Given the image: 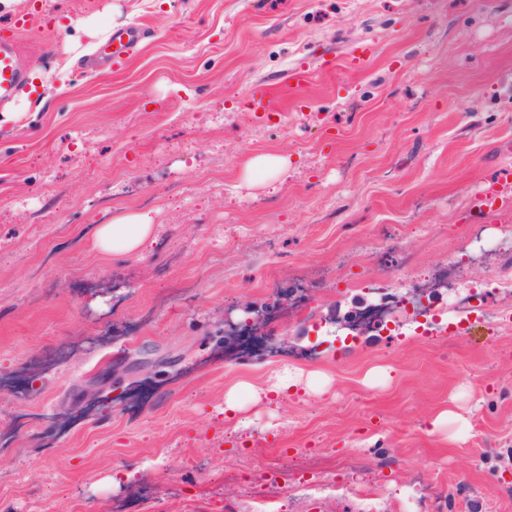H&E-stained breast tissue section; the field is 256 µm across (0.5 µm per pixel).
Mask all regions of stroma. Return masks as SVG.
Segmentation results:
<instances>
[{"mask_svg": "<svg viewBox=\"0 0 512 512\" xmlns=\"http://www.w3.org/2000/svg\"><path fill=\"white\" fill-rule=\"evenodd\" d=\"M0 33L31 74L0 104V512H512V322L453 313L512 312V208L474 220L512 0H17ZM262 154L286 171L248 180ZM128 212L153 241L95 250ZM427 286L429 317L328 333ZM145 36V29L139 26H131L123 31L112 35V41L103 48L102 53L108 61L118 63L127 51L142 40Z\"/></svg>", "mask_w": 512, "mask_h": 512, "instance_id": "obj_1", "label": "stroma"}]
</instances>
